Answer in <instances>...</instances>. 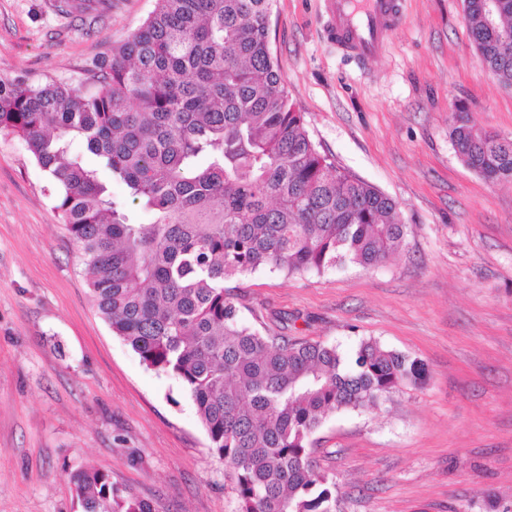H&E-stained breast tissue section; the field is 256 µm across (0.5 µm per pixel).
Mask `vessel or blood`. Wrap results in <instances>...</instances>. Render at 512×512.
Segmentation results:
<instances>
[{
	"instance_id": "vessel-or-blood-1",
	"label": "vessel or blood",
	"mask_w": 512,
	"mask_h": 512,
	"mask_svg": "<svg viewBox=\"0 0 512 512\" xmlns=\"http://www.w3.org/2000/svg\"><path fill=\"white\" fill-rule=\"evenodd\" d=\"M327 8L331 36L360 60L382 53L402 19L401 0H327Z\"/></svg>"
}]
</instances>
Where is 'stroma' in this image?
<instances>
[{
  "mask_svg": "<svg viewBox=\"0 0 512 512\" xmlns=\"http://www.w3.org/2000/svg\"><path fill=\"white\" fill-rule=\"evenodd\" d=\"M0 0V79L79 82L154 0ZM271 49L318 149L398 205L384 265L229 282L251 326L351 354L422 360L428 379L327 416L313 455L341 512H512V179L457 157L450 117L512 138V88L480 63L463 0H403L379 57L339 49L325 0H273ZM91 466L153 512H237L181 382L147 368L98 315L78 248L20 142L0 134V512H81Z\"/></svg>",
  "mask_w": 512,
  "mask_h": 512,
  "instance_id": "1",
  "label": "stroma"
}]
</instances>
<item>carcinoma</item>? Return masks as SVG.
<instances>
[{"label": "carcinoma", "instance_id": "cac0c4a2", "mask_svg": "<svg viewBox=\"0 0 512 512\" xmlns=\"http://www.w3.org/2000/svg\"><path fill=\"white\" fill-rule=\"evenodd\" d=\"M465 23L480 63L512 88V0ZM272 0H156L144 23L83 67L85 82L0 80V134L46 175L95 305L150 369L179 379L238 512H340L310 451L331 413L425 380L374 340L354 354L248 325L226 282L270 271L376 268L404 245L393 199L321 154L270 49ZM460 161L512 179V139L452 119ZM126 187L112 195L99 168ZM137 204L149 223L130 220ZM82 512H152L83 468Z\"/></svg>", "mask_w": 512, "mask_h": 512}]
</instances>
